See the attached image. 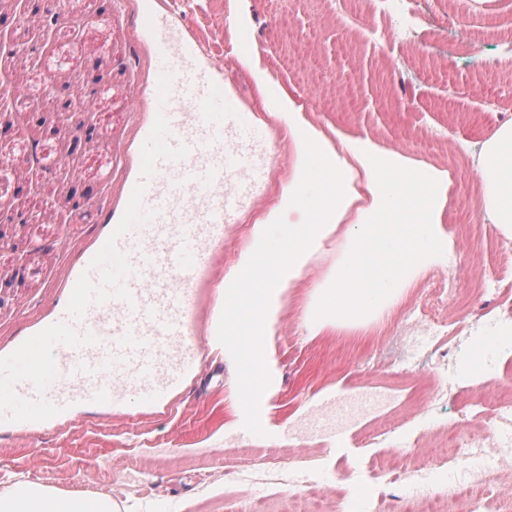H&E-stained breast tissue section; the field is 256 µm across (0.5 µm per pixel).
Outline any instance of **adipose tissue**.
Masks as SVG:
<instances>
[{"label":"adipose tissue","instance_id":"ef3b65f1","mask_svg":"<svg viewBox=\"0 0 512 512\" xmlns=\"http://www.w3.org/2000/svg\"><path fill=\"white\" fill-rule=\"evenodd\" d=\"M255 82L267 112L287 129L294 162L277 207L252 226L248 246L217 288L208 345L239 372L236 398L268 394L281 294L330 239L343 243L328 275L331 285L319 289L304 314L316 336H344L382 323L423 272L456 257L438 170L410 163L367 137L340 132L328 139L289 95L270 94L264 74H256ZM476 173L484 212L512 235V123L484 142ZM317 174L323 186L312 196L308 186ZM300 207L308 209V223L281 225L282 212ZM0 512H112V505L104 500L92 509L83 499L17 483L0 491Z\"/></svg>","mask_w":512,"mask_h":512}]
</instances>
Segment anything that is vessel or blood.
Returning a JSON list of instances; mask_svg holds the SVG:
<instances>
[{
	"label": "vessel or blood",
	"mask_w": 512,
	"mask_h": 512,
	"mask_svg": "<svg viewBox=\"0 0 512 512\" xmlns=\"http://www.w3.org/2000/svg\"><path fill=\"white\" fill-rule=\"evenodd\" d=\"M158 45L184 65L156 73L162 131L150 138L127 222L98 245L72 308L41 337L52 362L35 373L0 361V417L23 405L63 413L110 400L120 380L156 398L188 361L176 345L188 335L190 288L207 261L204 239L221 232L239 201L227 183L250 149L249 121L225 111L223 88L193 66L184 37L168 32Z\"/></svg>",
	"instance_id": "vessel-or-blood-1"
}]
</instances>
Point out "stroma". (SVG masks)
<instances>
[{
  "instance_id": "1",
  "label": "stroma",
  "mask_w": 512,
  "mask_h": 512,
  "mask_svg": "<svg viewBox=\"0 0 512 512\" xmlns=\"http://www.w3.org/2000/svg\"><path fill=\"white\" fill-rule=\"evenodd\" d=\"M0 0V33L13 52L0 53V210H18L0 245V352L40 324L126 213L127 186L156 120L158 64L154 25L166 20L197 47L198 62L249 113L264 138L258 191L207 242L208 261L188 303L190 363L159 400L130 394L124 406L86 404L71 415L19 423L0 420V491L22 479L88 501L111 498L112 512H247L252 499H292L302 512L296 471L315 467L333 507L379 497L383 512H409V482L352 485L350 474L380 466L412 443L428 455L434 434L461 425L466 406L489 396L512 372V340L486 355V369L460 375L478 337L512 325V294L481 293L478 277L502 273L512 283V246L483 212L475 173L482 145L512 122V82L484 91L480 66L512 72V42L463 52L460 28L488 16L512 17V0H412L414 25L375 35L379 17L366 0H62L44 22ZM250 65H242L241 56ZM287 90L324 132L370 137L451 179V225L457 261L425 272L385 323L361 336H314L304 324L305 297L336 262L327 245L282 295L274 332V391L264 402L233 404L234 370L210 355L207 341L216 289L247 245L252 224L274 207L291 176L288 137L256 95L255 72ZM59 86L91 85L90 111L49 112V78ZM495 98L487 108L486 95ZM91 139H79L83 126ZM40 169H33L31 156ZM66 195L79 207L62 205ZM455 277L444 309L471 323L455 341L435 338L419 318L434 283ZM233 429H225L227 420ZM265 456L269 473L247 492L229 495L224 473Z\"/></svg>"
}]
</instances>
